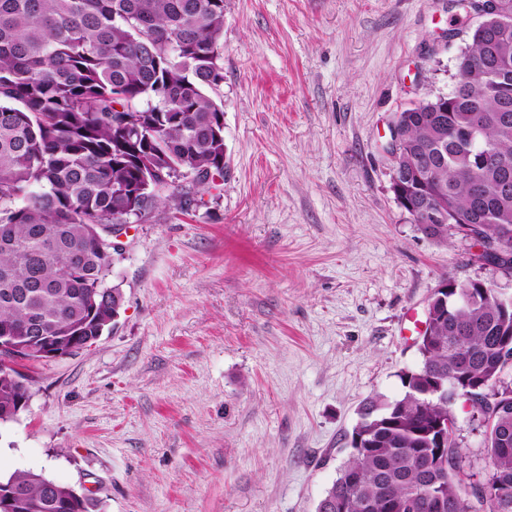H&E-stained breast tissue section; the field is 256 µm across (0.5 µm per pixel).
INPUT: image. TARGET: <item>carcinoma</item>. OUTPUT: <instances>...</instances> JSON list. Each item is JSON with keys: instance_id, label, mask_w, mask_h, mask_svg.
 <instances>
[{"instance_id": "obj_1", "label": "carcinoma", "mask_w": 512, "mask_h": 512, "mask_svg": "<svg viewBox=\"0 0 512 512\" xmlns=\"http://www.w3.org/2000/svg\"><path fill=\"white\" fill-rule=\"evenodd\" d=\"M469 32L456 57L465 91L428 98L403 113L398 164L429 167L409 195L443 207L430 235L472 238L483 257L512 273V118L502 96L512 91V0ZM224 0H0V336H43L69 354L111 328L124 294L108 285L112 254L97 240L99 224H118L134 207L155 209L179 196L182 209L224 177ZM485 118L478 136L465 131ZM196 170L204 178L152 189L156 172ZM475 209L484 220L463 229ZM457 302L439 291L428 307L429 335L419 361L400 370L404 395L368 399L350 454L317 512H512V306L494 288L469 289ZM37 353L0 349V421L28 403L19 361ZM457 399L477 409L483 427L484 477L448 421ZM443 439H438V435ZM98 501L41 473L0 480V512H96Z\"/></svg>"}]
</instances>
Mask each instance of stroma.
Listing matches in <instances>:
<instances>
[{"label": "stroma", "mask_w": 512, "mask_h": 512, "mask_svg": "<svg viewBox=\"0 0 512 512\" xmlns=\"http://www.w3.org/2000/svg\"><path fill=\"white\" fill-rule=\"evenodd\" d=\"M467 30L452 0H224V179L130 226L111 330L21 363L0 479L100 512H316L363 403L401 395L441 281L512 296L391 188V121L448 93Z\"/></svg>", "instance_id": "obj_1"}]
</instances>
